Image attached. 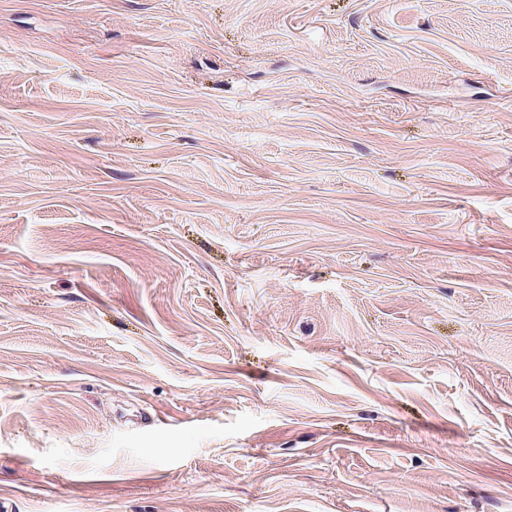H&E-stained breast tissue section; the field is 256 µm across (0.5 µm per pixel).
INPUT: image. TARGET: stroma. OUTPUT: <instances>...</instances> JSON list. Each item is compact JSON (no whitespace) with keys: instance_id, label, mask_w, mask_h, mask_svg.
Masks as SVG:
<instances>
[{"instance_id":"stroma-1","label":"stroma","mask_w":512,"mask_h":512,"mask_svg":"<svg viewBox=\"0 0 512 512\" xmlns=\"http://www.w3.org/2000/svg\"><path fill=\"white\" fill-rule=\"evenodd\" d=\"M0 502L512 512V0H0Z\"/></svg>"}]
</instances>
